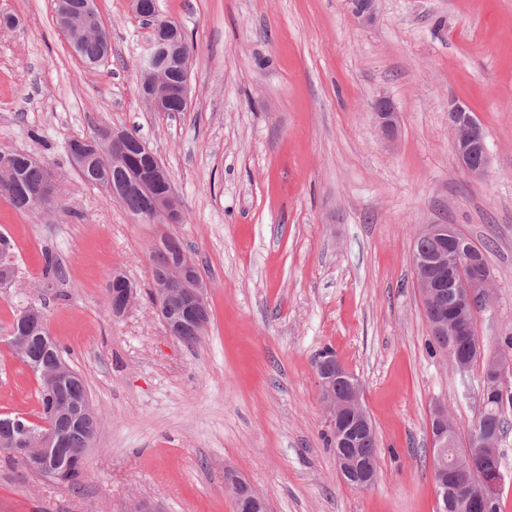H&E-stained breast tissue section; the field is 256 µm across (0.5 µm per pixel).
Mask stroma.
<instances>
[{
	"instance_id": "stroma-1",
	"label": "stroma",
	"mask_w": 512,
	"mask_h": 512,
	"mask_svg": "<svg viewBox=\"0 0 512 512\" xmlns=\"http://www.w3.org/2000/svg\"><path fill=\"white\" fill-rule=\"evenodd\" d=\"M193 40L188 105L154 112L140 92L151 36L132 0H96L112 50L86 67L55 21V0H0V152L59 177L61 205L22 213L0 197L15 244L0 288V414L38 410V383L3 338L41 304L82 374L99 430L78 485L0 459V512H235L236 470L267 512H436L429 411L459 434L479 411L431 348L413 252L427 224L486 246L493 304L477 332L488 350L512 333V0H379L354 22L346 0H156ZM390 97L396 144L371 112ZM480 120L481 179L459 166L448 105ZM137 130L167 170L180 224H142L85 184L71 140ZM178 237L207 285L211 322L188 346L147 297L114 318L112 273L152 286L151 256ZM66 269L40 286L43 251ZM326 349L361 381L378 445L366 491L343 481L324 438L315 361ZM224 486L232 493L235 502L243 494H248L257 503L261 499L251 485L233 470H225Z\"/></svg>"
}]
</instances>
